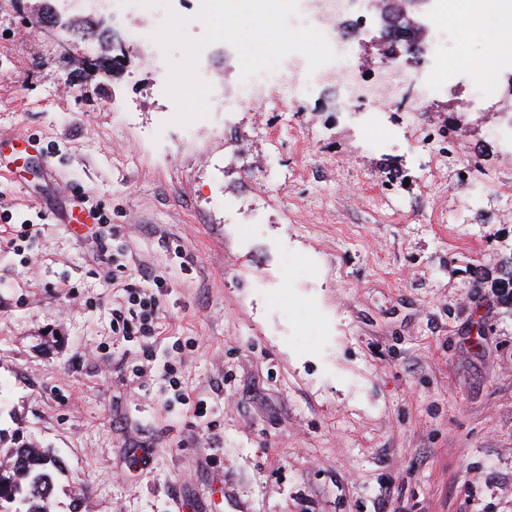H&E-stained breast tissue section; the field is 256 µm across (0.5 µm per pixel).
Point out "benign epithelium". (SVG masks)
I'll return each mask as SVG.
<instances>
[{"label": "benign epithelium", "instance_id": "1", "mask_svg": "<svg viewBox=\"0 0 512 512\" xmlns=\"http://www.w3.org/2000/svg\"><path fill=\"white\" fill-rule=\"evenodd\" d=\"M33 19L40 22L39 31L50 32L57 28L70 32H90L101 39L98 58L104 65L118 69L124 62L119 51L125 39L111 20L106 0H36ZM369 9L379 27L377 42L394 37L400 41L406 60L417 66L427 63L415 39V32L427 30L431 23L434 0H402L389 8L384 0H369Z\"/></svg>", "mask_w": 512, "mask_h": 512}]
</instances>
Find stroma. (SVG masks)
<instances>
[{"mask_svg": "<svg viewBox=\"0 0 512 512\" xmlns=\"http://www.w3.org/2000/svg\"><path fill=\"white\" fill-rule=\"evenodd\" d=\"M33 5L0 0V137L42 147L0 175V446L54 450L59 512H512V309L475 279L512 255V150L479 71L417 123L327 73L186 128L148 21L93 73ZM73 191L105 220L62 221ZM102 251L165 277L150 346Z\"/></svg>", "mask_w": 512, "mask_h": 512, "instance_id": "35a3bbf8", "label": "stroma"}]
</instances>
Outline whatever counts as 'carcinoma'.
I'll use <instances>...</instances> for the list:
<instances>
[{
	"mask_svg": "<svg viewBox=\"0 0 512 512\" xmlns=\"http://www.w3.org/2000/svg\"><path fill=\"white\" fill-rule=\"evenodd\" d=\"M492 288L501 304L512 306V279L499 276ZM0 456V512H55L65 469L53 452L24 442Z\"/></svg>",
	"mask_w": 512,
	"mask_h": 512,
	"instance_id": "cac0c4a2",
	"label": "carcinoma"
}]
</instances>
